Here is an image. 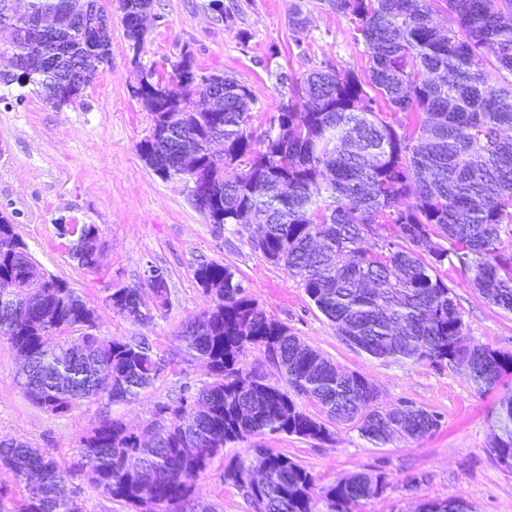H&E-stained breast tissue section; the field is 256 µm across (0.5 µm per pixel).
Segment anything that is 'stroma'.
<instances>
[{
    "label": "stroma",
    "mask_w": 512,
    "mask_h": 512,
    "mask_svg": "<svg viewBox=\"0 0 512 512\" xmlns=\"http://www.w3.org/2000/svg\"><path fill=\"white\" fill-rule=\"evenodd\" d=\"M207 3L154 0L136 52L125 37L118 0H103L112 20V63L100 67L76 104L55 108L32 88L0 84V213L12 217L42 270L67 282L94 308L98 334L126 341L147 337L164 361L152 385L129 401L109 405L83 399L69 412L54 414L25 394L17 356L0 341V439L49 450L61 466L75 469L83 512H132L77 470L81 440L106 414L142 429L158 402L181 387L194 391L209 382L206 369L188 355L178 335L210 304L193 270L214 261L234 270L259 306L291 334L365 376L374 388L375 407H419L437 414L440 426L422 439L399 438L378 447L351 425L328 422L320 406L299 396L298 409L327 422L331 440L282 433L228 444L177 512H256L253 502L225 480L224 471L258 446L303 466L320 488L359 473L385 474L387 491L361 501L354 512H416L422 502L454 497L464 499L471 512H512V472L489 453L499 432L501 402L512 395V373L480 393L459 369L369 356L338 333L299 278L251 247L253 227L210 223L191 203V182L162 179L141 158L137 145L153 121L132 89L146 70L171 76L183 52L193 54L201 73L224 72L252 89V126L259 132L281 101L270 70L301 75L325 63L357 71L366 65L365 48L354 42L349 21L322 9L320 0H305L311 22L300 32L288 25L292 0H224L220 17ZM61 224L96 225L102 251L96 270L71 258L70 240L57 230ZM152 266L166 276L167 302L160 309L146 287ZM440 274L454 293L467 336L512 352V313L483 299L458 263L445 262ZM136 287L154 310L151 322L116 314L105 302L113 289Z\"/></svg>",
    "instance_id": "stroma-1"
}]
</instances>
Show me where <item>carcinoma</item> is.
<instances>
[{
	"instance_id": "1",
	"label": "carcinoma",
	"mask_w": 512,
	"mask_h": 512,
	"mask_svg": "<svg viewBox=\"0 0 512 512\" xmlns=\"http://www.w3.org/2000/svg\"><path fill=\"white\" fill-rule=\"evenodd\" d=\"M125 36L141 47L143 30L131 23L153 0H120ZM347 18L353 38L365 46L367 65L358 73L334 65L301 76L273 73L288 89L267 127L255 135L252 115L239 110L251 89L226 73H199L183 53L175 82L144 74L148 87L133 92L153 117L140 156L161 178H183L178 154L186 144L198 154L210 194L193 204L210 223L257 224L264 230L250 245L300 278L306 295L336 325L339 334L375 358L463 369L477 390L496 387L512 371V353L474 344L466 336L452 289L439 268L456 260L470 283L491 305L512 312V255L500 251L502 226L512 225V0H321ZM97 10L103 31L95 42L75 26L33 41L0 43L4 73L29 68L24 84L41 95L57 72L26 66L62 51L68 61H88L84 86L98 66L112 63L111 18L99 0H28L19 13L0 0V30L20 35L38 18ZM310 15L294 0L288 26L304 30ZM493 69L499 81L490 84ZM224 89V111H209V90ZM224 133V161L208 152V136ZM390 234L383 235L381 231ZM373 243H367V237ZM34 263L26 243L0 216V279L17 282L32 305L18 322L0 306V340L28 357L32 379L22 385L36 405L55 414L69 411L112 381V401H126L153 383L163 359L146 340L128 342L85 337L75 351L51 344L54 336L96 325L92 308L56 277L30 288L26 269ZM193 276L212 305L188 322L180 340L193 357L211 366L213 382L197 390L205 410L187 406L189 396L156 406V433L136 442L109 416L84 441L90 483L135 512L151 505L171 510L189 500L195 481L224 445L264 434L284 433L327 441V427L297 409L290 393L321 406L336 423H350L374 445L397 436L423 438L439 416L422 408L371 407L374 390L269 316L229 267L202 262ZM112 310L142 321L140 288H118L105 298ZM276 351L273 365L284 384H272L242 364L245 352ZM62 369L75 376L60 386ZM499 431L490 454L512 470V397L501 404ZM192 443L197 451L183 452ZM267 465L265 482L246 492L259 512H352L360 501L380 496L383 474H357L318 496L312 475L268 448L239 458L225 473L238 488L257 457ZM0 466L23 489L20 512H82L71 470L47 452L0 440ZM428 512H469L461 498L424 503Z\"/></svg>"
}]
</instances>
